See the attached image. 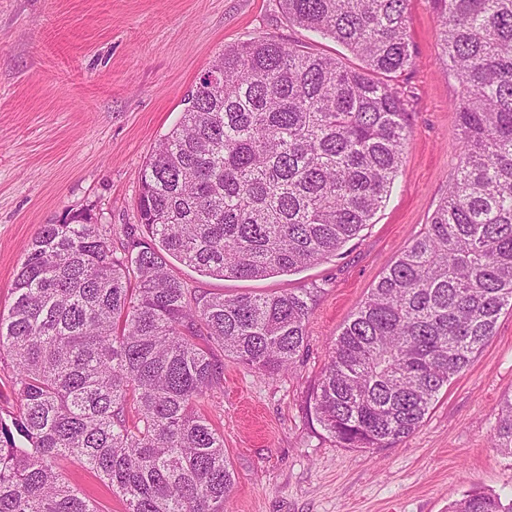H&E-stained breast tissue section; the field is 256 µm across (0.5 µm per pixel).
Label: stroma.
Wrapping results in <instances>:
<instances>
[{
    "mask_svg": "<svg viewBox=\"0 0 512 512\" xmlns=\"http://www.w3.org/2000/svg\"><path fill=\"white\" fill-rule=\"evenodd\" d=\"M409 136L373 224L336 256L260 280L172 275L204 294L314 290L307 346L288 372L224 360V394L199 409L224 434L235 483L224 512H448L467 490L512 495V455L492 446L512 395V311L452 379L421 426L387 448H342L309 395L343 325L387 265L429 224L460 160L459 85L440 62L430 0H409ZM266 36L358 65L349 50L289 24L278 0H0V312L40 227L90 213L116 254L140 235V170L179 122L184 100L223 51ZM99 512L124 504L92 471L63 461Z\"/></svg>",
    "mask_w": 512,
    "mask_h": 512,
    "instance_id": "35a3bbf8",
    "label": "stroma"
}]
</instances>
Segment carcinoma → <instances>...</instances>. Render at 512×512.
<instances>
[{
  "label": "carcinoma",
  "instance_id": "carcinoma-1",
  "mask_svg": "<svg viewBox=\"0 0 512 512\" xmlns=\"http://www.w3.org/2000/svg\"><path fill=\"white\" fill-rule=\"evenodd\" d=\"M460 85L461 156L430 223L343 326L310 400L342 448L412 435L512 310V0H430ZM361 65L261 37L224 49L140 173L142 236L80 212L45 224L0 313L18 412L0 417V512H98L60 466L79 461L125 512H224L234 473L197 403L220 398L218 347L274 376L306 347L313 292L196 294L171 256L209 277L261 279L327 259L373 222L408 137L399 78L408 0H279ZM493 447L512 454V397ZM450 512H512L466 492Z\"/></svg>",
  "mask_w": 512,
  "mask_h": 512
}]
</instances>
